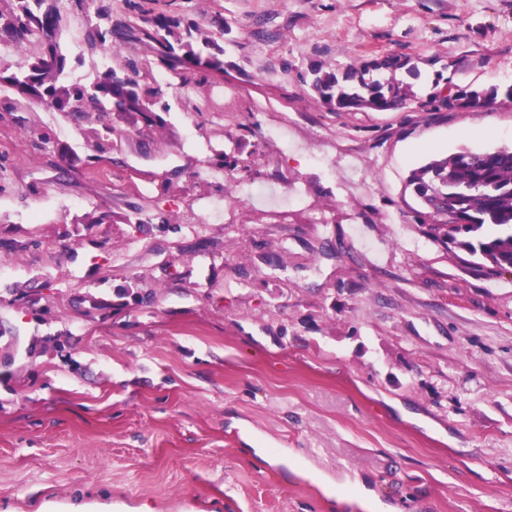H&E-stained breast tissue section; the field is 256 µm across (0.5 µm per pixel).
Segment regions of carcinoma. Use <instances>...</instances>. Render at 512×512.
Masks as SVG:
<instances>
[{"label": "carcinoma", "instance_id": "1", "mask_svg": "<svg viewBox=\"0 0 512 512\" xmlns=\"http://www.w3.org/2000/svg\"><path fill=\"white\" fill-rule=\"evenodd\" d=\"M112 0H0V45L19 56L0 58V88L44 104L57 112H77L100 126L98 139L112 140L116 130L105 122L109 112H138L151 122L161 101V85L141 84V73L156 71L186 85L224 78V19L211 27L176 12H150L138 0H124L123 14L112 16ZM80 10L87 21L84 48L90 54L117 52L120 44L147 45L151 58L124 68L105 67L97 80L85 86L67 84V57L60 46L66 26L65 5ZM408 60L380 55L352 68L345 78L355 89L338 88L335 70L313 62L304 81L333 112L371 110L386 112L414 97L411 87L394 78ZM496 91L458 90L437 93L421 106L475 112L496 103ZM408 185L420 203L415 222L446 248L468 256L464 260L480 275L493 278L512 270V148L490 151L462 150L412 169Z\"/></svg>", "mask_w": 512, "mask_h": 512}]
</instances>
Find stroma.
<instances>
[{"label": "stroma", "mask_w": 512, "mask_h": 512, "mask_svg": "<svg viewBox=\"0 0 512 512\" xmlns=\"http://www.w3.org/2000/svg\"><path fill=\"white\" fill-rule=\"evenodd\" d=\"M142 4L223 16L233 93L172 83L99 152L0 91V283L32 296L0 303V512H512V273L434 242L406 185L512 147V104H420L440 74L512 85V0ZM86 32L70 14L62 47L89 84ZM382 54L412 66L389 112L329 111L298 76ZM352 149L370 192L345 187Z\"/></svg>", "instance_id": "obj_1"}]
</instances>
